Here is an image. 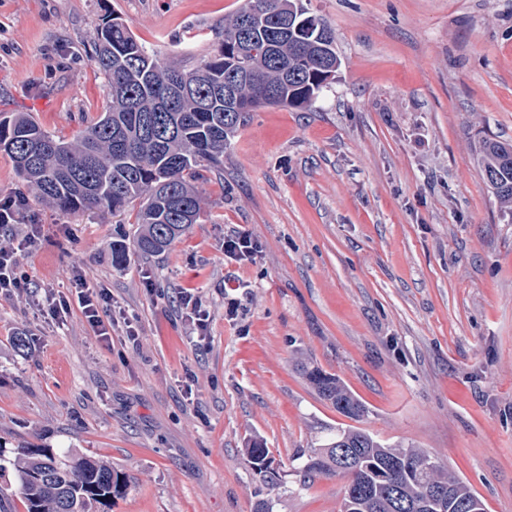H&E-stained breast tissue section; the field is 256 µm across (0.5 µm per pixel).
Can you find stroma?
I'll use <instances>...</instances> for the list:
<instances>
[{
  "mask_svg": "<svg viewBox=\"0 0 512 512\" xmlns=\"http://www.w3.org/2000/svg\"><path fill=\"white\" fill-rule=\"evenodd\" d=\"M242 3L0 0V114L73 140L109 103L90 56L99 26L119 16L189 70ZM309 8L335 33L336 80L307 108L251 113L223 167L201 168L200 219L163 254L138 251L134 203L68 214L31 199L0 224V247L41 227L19 254L29 292L0 297V448L108 459L126 488L97 512H254V441L288 486L273 512H339L344 479L304 488L300 472L352 426L429 451L486 512H512V210L477 155L512 144V0ZM236 231L259 242L255 261L225 263ZM78 273L123 313L111 344L80 311L62 325L47 314L46 290ZM305 364L339 376L367 415L321 400Z\"/></svg>",
  "mask_w": 512,
  "mask_h": 512,
  "instance_id": "stroma-1",
  "label": "stroma"
}]
</instances>
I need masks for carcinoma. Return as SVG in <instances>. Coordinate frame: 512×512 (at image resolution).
<instances>
[{
    "mask_svg": "<svg viewBox=\"0 0 512 512\" xmlns=\"http://www.w3.org/2000/svg\"><path fill=\"white\" fill-rule=\"evenodd\" d=\"M288 16V34L277 17ZM110 105L75 142L45 131L30 115L0 120V149L21 181L43 204L63 212L124 209L140 201L136 245L144 254L165 250L197 222L202 200L192 180L206 162L220 166L231 137L249 113L265 106L304 109L332 80L341 61L331 27L312 15L304 0H244L224 18V39L211 59L185 70L163 62L115 17L92 40ZM239 110L225 111L224 81L238 72ZM179 84L188 86L182 96ZM486 185L512 207V145L486 140L481 149ZM317 395L337 412L361 418L365 405L333 374L306 371ZM268 449H246L251 468L271 490L286 488L271 468ZM9 463L26 512H91L122 493L123 476L102 458L57 457L51 448H19L11 458L0 449V470ZM346 479L340 512H486L470 484L435 455L412 444L387 443L358 429H338L311 450L308 478ZM434 488L441 499L429 498Z\"/></svg>",
    "mask_w": 512,
    "mask_h": 512,
    "instance_id": "carcinoma-1",
    "label": "carcinoma"
}]
</instances>
